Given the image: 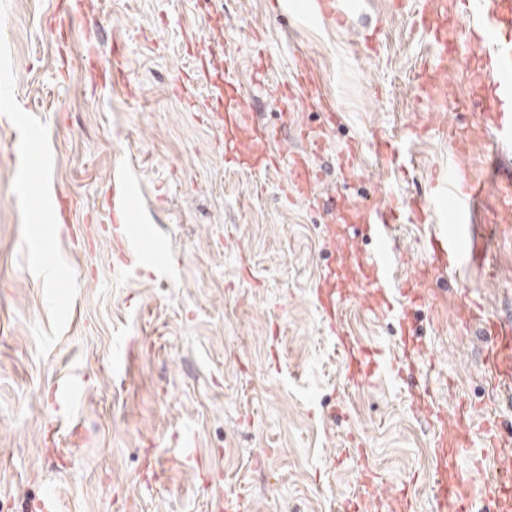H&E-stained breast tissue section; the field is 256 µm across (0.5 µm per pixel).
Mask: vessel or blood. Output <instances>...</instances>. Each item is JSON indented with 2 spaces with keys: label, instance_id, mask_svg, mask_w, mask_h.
<instances>
[{
  "label": "vessel or blood",
  "instance_id": "b4317fda",
  "mask_svg": "<svg viewBox=\"0 0 512 512\" xmlns=\"http://www.w3.org/2000/svg\"><path fill=\"white\" fill-rule=\"evenodd\" d=\"M455 8L468 24L469 49L481 64L485 75V104L483 119L490 124L498 138L512 141V0H455ZM419 27L427 36L435 54L428 67L435 73H444V59L448 56V42L442 29L444 17L433 0H419ZM293 83L276 85L273 96L284 112L298 109L296 88L316 92L318 84L306 59L295 63ZM212 91L201 99L189 93L181 98L189 110L208 109L217 112L224 123V159L233 164L244 163L250 167L285 170L287 183L293 197L312 198L318 174L311 163L313 156L323 150L321 139L300 130L306 140L303 150L285 151V135L268 132L250 118L249 107L238 93L236 84L226 75H209ZM493 178L474 179L468 167L454 163L448 168L447 177L432 181L426 196L392 200L372 212L370 232L379 233V245L373 256L358 259L357 273L351 279L354 296L363 300L369 310L388 316L407 303L422 300V293L411 282L402 283L397 290H390L389 261L395 245L386 231L403 217L435 224L436 229L426 242L429 255V273L451 271L462 261L476 264L480 255L474 243L469 242L465 224L473 203L485 196L493 185ZM137 188L132 180L121 173L112 176L111 219L113 223L124 220L130 198ZM315 300L329 322L336 339V348L347 364L346 377L352 384H360L384 373L401 379L414 375L408 387L412 406L424 412L428 421L440 423L441 429L433 441L436 465L429 485L434 500V512H473L475 503L472 475L481 471L487 457H494L496 466L491 478L485 482L483 492L487 498H498L502 490L512 486V439L490 436L477 439L468 426L466 404H459L454 416L432 410L433 363L417 361L413 341H401L398 348L385 346L368 348L358 339L347 335L343 328L345 297L336 292L332 279H324L315 292ZM463 330H478L484 342V363L495 380L501 384L512 382V320L488 314L484 303L477 299L463 302L459 312ZM85 381L70 378L56 385L54 400L57 406L76 401L83 392ZM454 419L453 429H446L447 419ZM456 453L471 463L470 468L449 475L447 457Z\"/></svg>",
  "mask_w": 512,
  "mask_h": 512
}]
</instances>
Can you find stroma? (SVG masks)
<instances>
[{
  "label": "stroma",
  "mask_w": 512,
  "mask_h": 512,
  "mask_svg": "<svg viewBox=\"0 0 512 512\" xmlns=\"http://www.w3.org/2000/svg\"><path fill=\"white\" fill-rule=\"evenodd\" d=\"M362 0L358 12L309 15L311 0H87L70 22L67 75L47 19L54 0H0V497L10 512H341L360 501L354 464L366 454L382 476L377 494L409 488L416 512H433L427 475L432 432L406 390L375 375L346 384L312 290L335 273L345 281L374 238L346 225L353 211L419 197L450 160L486 173L491 152L512 167L480 118L482 72L458 61L467 32L448 17V79L419 98L430 52L415 27L414 0ZM261 32L270 67L250 36ZM377 32L370 47L361 36ZM226 49L252 117L270 128L322 130L315 158L317 206L288 200L284 176L225 163L222 134L202 112L185 111L172 88L192 75V35ZM115 61L126 82L111 94L78 77L86 40ZM125 56L113 60L114 42ZM306 55L335 125L307 106L282 114L274 84ZM459 128L452 151L437 127ZM405 148L406 169L384 166L379 140ZM356 147L342 178L338 156ZM128 169L140 188L127 224L108 221L109 178ZM69 197L73 221L54 232L48 205ZM497 202L476 204L470 231L499 276L466 263L425 286L408 329L431 356L435 405L465 399L474 415L494 410L512 436V403L492 390L478 333L455 313L464 295L512 318V236L493 235ZM432 225L391 228L396 281L427 260ZM151 238L162 254L138 271L115 258L122 236ZM348 332L364 345L397 344L399 324L357 300ZM85 375L81 400L55 409L59 381Z\"/></svg>",
  "instance_id": "1"
}]
</instances>
